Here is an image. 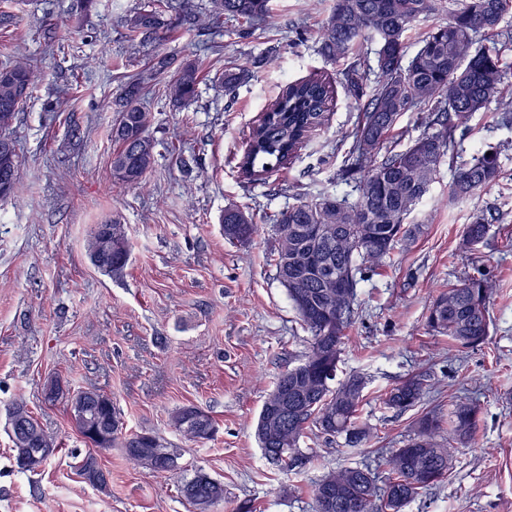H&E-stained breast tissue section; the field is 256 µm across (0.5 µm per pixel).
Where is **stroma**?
Here are the masks:
<instances>
[{
	"instance_id": "obj_1",
	"label": "stroma",
	"mask_w": 512,
	"mask_h": 512,
	"mask_svg": "<svg viewBox=\"0 0 512 512\" xmlns=\"http://www.w3.org/2000/svg\"><path fill=\"white\" fill-rule=\"evenodd\" d=\"M153 0H0V68L22 57L36 61L31 96L11 134L22 159L20 182L0 200V512H193L176 480L159 482L127 463L123 450L103 451L109 485L98 489L70 468L84 448L68 392L109 395L127 427L163 437L179 452L181 473L204 469L224 486L217 512H237L246 500L263 512H313L312 481L341 462H370L377 448H399L413 422L455 396L476 399L480 425L470 447L457 453L450 475L405 512H512V150L501 157L499 182L480 197L452 199L451 174L441 169L414 213L423 231L397 245L387 274L357 286L358 316L338 363V378L359 373L367 386L362 419L370 441L349 448L343 438L309 433L310 461L282 472L264 459L254 425L276 374L309 350L269 256L277 236L269 217L303 193L350 187L340 179L356 112L337 90L328 121L309 136L287 169L267 181L243 176L241 153L262 108L289 81L313 73L335 77L336 65L317 52L316 32L332 0H272L282 28L243 41L235 22L211 37L177 27L161 41H131L122 23ZM218 52L207 53L211 41ZM270 60L233 94L219 81L225 65L245 64L266 48ZM206 56L211 77L183 111H172L166 86L144 98L153 116L155 162L142 185L112 175L113 100L124 76L149 60ZM466 154L486 144L512 143V129L490 112L467 121ZM191 162V172L176 156ZM247 208L259 233L251 242L224 237L219 218L228 204ZM495 211L478 258L461 249L464 228L482 210ZM124 224L129 262L108 276L93 267L86 243L104 217ZM496 288L489 303L487 343L449 351L448 339L426 326L433 300L449 285L481 275ZM432 368L422 403L399 413L381 393L419 368ZM60 379L66 396L50 400ZM24 400L58 450L42 470H20L7 430L8 410ZM196 405L217 422L213 440H189L171 423L179 406ZM292 494H283V486Z\"/></svg>"
}]
</instances>
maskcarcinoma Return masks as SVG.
I'll return each mask as SVG.
<instances>
[{"mask_svg":"<svg viewBox=\"0 0 512 512\" xmlns=\"http://www.w3.org/2000/svg\"><path fill=\"white\" fill-rule=\"evenodd\" d=\"M512 9V0H333L318 31L317 52L343 66L342 87L354 102L357 121L347 137L352 139L346 174L358 175L353 199L330 192L302 195L296 202L270 216L278 248L272 253L275 277L286 289L299 321L311 334L305 358L287 368L288 419L263 427L267 405H262L256 436L268 464L281 471L306 466L309 456L301 441L315 429L330 438H344L356 448L370 436L361 420L366 379L353 373L333 385L341 347L357 315L356 302L346 313L336 315V275L351 277L357 288L365 275H380L395 246L416 237L419 227L409 217L429 194L443 160L452 172L451 197L468 199L497 184L501 175L503 144L488 145L468 161L461 159L464 118L475 112H494L498 125L512 128V67L504 56L512 52V29L502 25ZM446 13L448 21L435 23L408 53L407 31L418 23ZM241 21L237 37L249 40L259 30L279 26L280 18L271 0H211L207 29L218 33L224 20ZM172 22L161 6L135 11L125 19L129 32L145 40H161ZM0 77V147L11 146L8 164L0 163V180L9 183L13 195L19 179L20 156L16 141L6 130L19 114L35 82V66L29 61L3 68ZM171 73L167 99L175 110L189 106L198 97L202 69L195 59L163 56L131 76L116 98L118 120L112 128V174L118 183L137 186L152 167L157 142L149 134L151 114L142 106L153 82ZM253 70L228 66L219 80L232 92L248 81ZM334 82L314 74L290 81L252 127L238 162L243 174L261 180L285 168L305 143L309 133L327 120L335 97ZM407 112L421 115L423 131L410 144L395 150L389 143L400 118ZM109 241L91 233L89 256L104 247L112 249V262L99 270L108 275L123 272L129 261V244L120 222L106 218ZM224 237L246 243L258 233L242 208L230 204L220 216ZM490 231L489 219L481 214L466 225L461 247L471 252L483 244ZM494 282L470 278L448 288L433 302L427 315L428 330L446 336L457 348L474 349L490 334L489 302ZM431 374L420 369L399 381L381 396L387 409L405 412L421 402ZM13 408L29 417L31 434L43 445V453L29 459L23 470L36 472L56 451L55 441L45 432L24 402ZM173 425L189 439L204 443L213 439L216 424L205 410L187 405L171 415ZM480 422V407L472 399H455L448 414L438 407L426 411L415 423L403 448L380 452L385 472L363 463H339L310 484L313 512H398L448 479L459 448L474 441ZM104 423L112 424V440H121L127 461L148 468L160 480L176 471L169 464L149 466L153 449L167 443L154 434L125 431L116 408L108 410ZM421 458L431 480L421 482L406 496V484L416 474L415 458ZM78 472H91L100 464L98 449L76 454ZM347 484L343 495L322 504L320 492ZM392 488L397 504L385 501L384 487ZM179 491L196 512H213L224 499V486L208 473L197 470L185 479Z\"/></svg>","mask_w":512,"mask_h":512,"instance_id":"obj_1","label":"carcinoma"}]
</instances>
